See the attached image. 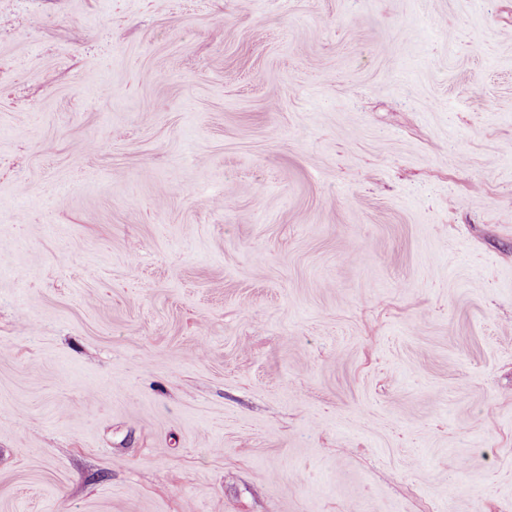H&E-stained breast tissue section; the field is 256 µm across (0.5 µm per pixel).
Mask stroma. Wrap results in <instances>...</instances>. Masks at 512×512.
Masks as SVG:
<instances>
[{"label": "stroma", "mask_w": 512, "mask_h": 512, "mask_svg": "<svg viewBox=\"0 0 512 512\" xmlns=\"http://www.w3.org/2000/svg\"><path fill=\"white\" fill-rule=\"evenodd\" d=\"M0 512H512V0H0Z\"/></svg>", "instance_id": "1"}]
</instances>
